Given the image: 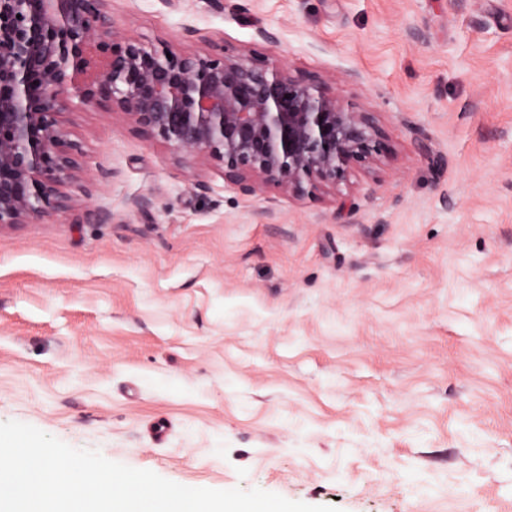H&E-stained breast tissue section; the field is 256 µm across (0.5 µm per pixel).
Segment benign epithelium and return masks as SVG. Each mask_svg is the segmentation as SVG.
Listing matches in <instances>:
<instances>
[{"label": "benign epithelium", "mask_w": 512, "mask_h": 512, "mask_svg": "<svg viewBox=\"0 0 512 512\" xmlns=\"http://www.w3.org/2000/svg\"><path fill=\"white\" fill-rule=\"evenodd\" d=\"M110 0H0V229L74 206L73 100L222 170L244 195L329 194L386 150L373 113L323 77L219 44L147 46L110 30Z\"/></svg>", "instance_id": "1"}]
</instances>
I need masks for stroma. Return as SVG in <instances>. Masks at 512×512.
<instances>
[{"mask_svg": "<svg viewBox=\"0 0 512 512\" xmlns=\"http://www.w3.org/2000/svg\"><path fill=\"white\" fill-rule=\"evenodd\" d=\"M109 14L147 45L327 77L389 150L331 195L246 196L71 104L76 206L0 230V422L188 487L512 512V0Z\"/></svg>", "mask_w": 512, "mask_h": 512, "instance_id": "35a3bbf8", "label": "stroma"}]
</instances>
